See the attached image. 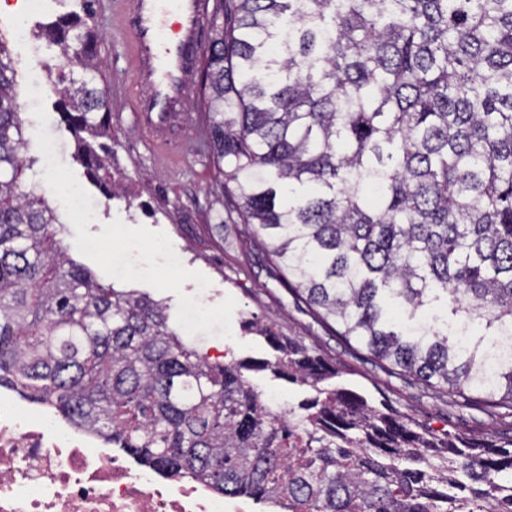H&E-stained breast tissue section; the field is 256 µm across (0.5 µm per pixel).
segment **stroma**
Segmentation results:
<instances>
[{"mask_svg": "<svg viewBox=\"0 0 512 512\" xmlns=\"http://www.w3.org/2000/svg\"><path fill=\"white\" fill-rule=\"evenodd\" d=\"M6 2V9L0 11V35L6 40L10 56L27 55L31 43L41 48L31 65L45 88L47 131L61 146L60 163L73 171L92 197L95 219L88 225V232L101 233L105 224L116 219L130 227L142 225L164 231L184 266L203 273L211 281L203 290L195 282H186L185 293L197 296L206 306L218 305L229 296L235 299L231 338L200 332L191 335L193 344L207 351L214 360L226 356L238 360L268 358L272 351L264 339L244 332L242 322L248 318L270 321L285 335L317 337L328 357L353 369L352 381L359 393L374 398L385 395L401 412L436 430L466 437H479L488 430L485 415L478 412L459 415L450 404L426 398L421 385L401 386L375 369L366 358L350 357L344 340L323 332L294 304L287 283L274 280L264 258L251 251L247 237L240 235L244 223L230 212L224 179L213 162L205 137L198 132L197 120L207 110L203 75L212 36L211 23H204L200 32L198 60L189 76L186 94L176 108L170 141L155 144L147 128L139 125L135 112L142 88L134 85L121 95L111 92L114 77L127 66L125 46L130 33L107 14L95 12L97 85L108 92L112 164L126 188L124 196L111 199L90 182L84 168L74 159L72 137L58 114L56 96L48 90L51 80L48 67L55 64L59 48L43 37V25L72 10L71 0H49L45 10L31 16L26 15L23 0ZM19 21L24 22L26 29L22 39L13 31Z\"/></svg>", "mask_w": 512, "mask_h": 512, "instance_id": "35a3bbf8", "label": "stroma"}]
</instances>
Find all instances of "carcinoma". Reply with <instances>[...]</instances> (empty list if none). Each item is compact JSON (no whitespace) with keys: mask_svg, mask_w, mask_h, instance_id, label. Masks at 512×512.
Wrapping results in <instances>:
<instances>
[{"mask_svg":"<svg viewBox=\"0 0 512 512\" xmlns=\"http://www.w3.org/2000/svg\"><path fill=\"white\" fill-rule=\"evenodd\" d=\"M49 25L76 159L116 196L91 0ZM208 132L254 250L350 351L435 400L512 417V0H216ZM79 64L81 79L66 68ZM0 38V387L170 475L285 512H512V436L434 430L324 383L321 350L250 322L273 358L212 361L167 306L99 284L24 182ZM316 395L269 411L244 371Z\"/></svg>","mask_w":512,"mask_h":512,"instance_id":"carcinoma-1","label":"carcinoma"}]
</instances>
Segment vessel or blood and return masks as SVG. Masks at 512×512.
<instances>
[{
  "label": "vessel or blood",
  "mask_w": 512,
  "mask_h": 512,
  "mask_svg": "<svg viewBox=\"0 0 512 512\" xmlns=\"http://www.w3.org/2000/svg\"><path fill=\"white\" fill-rule=\"evenodd\" d=\"M131 30L129 60L138 85L149 89L136 105L156 141H167L174 107L183 97L197 51L200 0H99Z\"/></svg>",
  "instance_id": "obj_1"
}]
</instances>
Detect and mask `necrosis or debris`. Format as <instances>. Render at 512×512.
I'll return each instance as SVG.
<instances>
[{
  "instance_id": "obj_1",
  "label": "necrosis or debris",
  "mask_w": 512,
  "mask_h": 512,
  "mask_svg": "<svg viewBox=\"0 0 512 512\" xmlns=\"http://www.w3.org/2000/svg\"><path fill=\"white\" fill-rule=\"evenodd\" d=\"M0 512H229L223 494L120 456L0 390Z\"/></svg>"
}]
</instances>
